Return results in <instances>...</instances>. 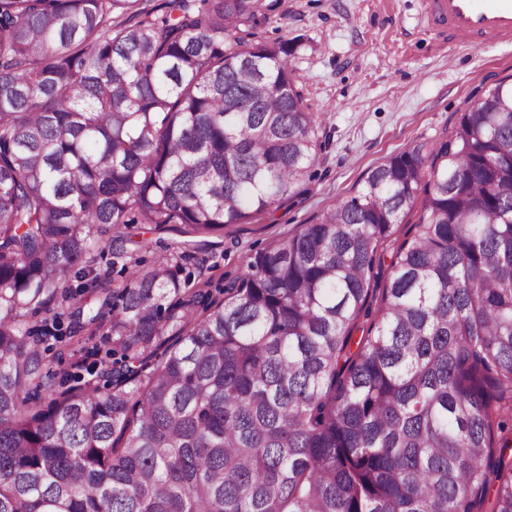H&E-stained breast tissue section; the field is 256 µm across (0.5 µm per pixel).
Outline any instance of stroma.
<instances>
[{"instance_id": "35a3bbf8", "label": "stroma", "mask_w": 512, "mask_h": 512, "mask_svg": "<svg viewBox=\"0 0 512 512\" xmlns=\"http://www.w3.org/2000/svg\"><path fill=\"white\" fill-rule=\"evenodd\" d=\"M258 38L293 43L290 64L331 141L301 192L251 223L201 238L189 268L214 290L242 273L248 254L354 195L383 160L449 133L475 94L512 76V44L448 45L424 28L421 0H279ZM180 238L174 230L131 225L126 256L105 255L95 272L117 285L122 278L113 265L151 266Z\"/></svg>"}]
</instances>
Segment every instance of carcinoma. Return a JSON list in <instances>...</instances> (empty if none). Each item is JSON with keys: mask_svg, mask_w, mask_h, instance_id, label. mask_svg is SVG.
<instances>
[{"mask_svg": "<svg viewBox=\"0 0 512 512\" xmlns=\"http://www.w3.org/2000/svg\"><path fill=\"white\" fill-rule=\"evenodd\" d=\"M277 6L0 0V512H512V110L471 101L221 301L187 239L93 275L112 229L210 235L311 180L321 115L257 40ZM72 274L103 296L72 333L120 354L101 385L56 382L57 323L26 321Z\"/></svg>", "mask_w": 512, "mask_h": 512, "instance_id": "obj_1", "label": "carcinoma"}]
</instances>
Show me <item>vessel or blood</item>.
I'll use <instances>...</instances> for the list:
<instances>
[{"mask_svg": "<svg viewBox=\"0 0 512 512\" xmlns=\"http://www.w3.org/2000/svg\"><path fill=\"white\" fill-rule=\"evenodd\" d=\"M431 30L481 46L512 43V0H422Z\"/></svg>", "mask_w": 512, "mask_h": 512, "instance_id": "1", "label": "vessel or blood"}]
</instances>
